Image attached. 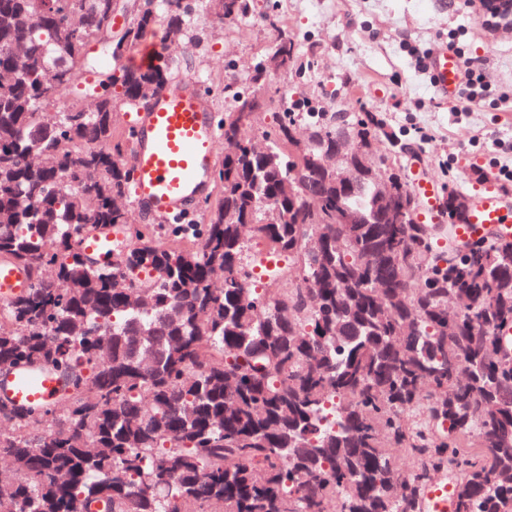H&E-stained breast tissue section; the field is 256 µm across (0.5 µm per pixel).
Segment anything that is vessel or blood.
<instances>
[{
  "label": "vessel or blood",
  "instance_id": "1",
  "mask_svg": "<svg viewBox=\"0 0 512 512\" xmlns=\"http://www.w3.org/2000/svg\"><path fill=\"white\" fill-rule=\"evenodd\" d=\"M428 68L439 98L458 94L463 69L454 50L443 46L431 52ZM132 127L136 203L159 218L186 212L207 188L218 139L208 104L194 80L185 78L158 89L150 107L136 113ZM456 233L462 241L481 234L511 238L512 204L495 188H486L476 194ZM28 285L26 270L0 269L1 300L20 294ZM59 388V378L48 370L0 371V398L15 404L51 401Z\"/></svg>",
  "mask_w": 512,
  "mask_h": 512
}]
</instances>
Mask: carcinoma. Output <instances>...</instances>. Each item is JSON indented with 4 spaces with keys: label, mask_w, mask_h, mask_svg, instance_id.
<instances>
[{
    "label": "carcinoma",
    "mask_w": 512,
    "mask_h": 512,
    "mask_svg": "<svg viewBox=\"0 0 512 512\" xmlns=\"http://www.w3.org/2000/svg\"><path fill=\"white\" fill-rule=\"evenodd\" d=\"M50 2L0 0V264L30 278L0 309V368L63 383L49 405L0 407L18 473L0 512H424L440 476L452 512H512V239L395 224L373 192L385 175L401 204V174L338 186L308 162L338 136L375 137L373 112H310L303 143L298 113L279 112L273 162L241 138L260 113L226 112L238 149L204 220L126 223L115 103L170 75L122 60L183 28L188 5L149 0L115 36L112 0ZM92 43L113 61L94 109L49 111L85 83ZM276 44L294 68L295 41ZM112 232L110 259L86 252L84 236Z\"/></svg>",
    "instance_id": "obj_1"
}]
</instances>
